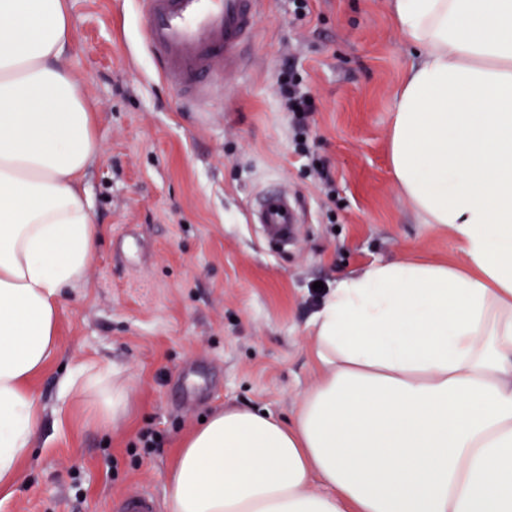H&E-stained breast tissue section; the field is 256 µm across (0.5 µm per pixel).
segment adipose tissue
I'll return each mask as SVG.
<instances>
[{
    "label": "adipose tissue",
    "mask_w": 512,
    "mask_h": 512,
    "mask_svg": "<svg viewBox=\"0 0 512 512\" xmlns=\"http://www.w3.org/2000/svg\"><path fill=\"white\" fill-rule=\"evenodd\" d=\"M418 58L388 134L397 188L455 263L376 261L315 313V378L292 416L220 407L178 442L169 512H512V0H388ZM68 0H0V494L44 409L31 379L99 227L83 180L101 146L68 62ZM61 409L110 429L131 386L85 364Z\"/></svg>",
    "instance_id": "1"
}]
</instances>
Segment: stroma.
Instances as JSON below:
<instances>
[{
  "mask_svg": "<svg viewBox=\"0 0 512 512\" xmlns=\"http://www.w3.org/2000/svg\"><path fill=\"white\" fill-rule=\"evenodd\" d=\"M70 62L102 154L84 180L101 241L88 285L62 301L60 352L32 383L44 407L24 481L0 512H110L127 492L164 497L177 441L218 405L290 416L313 377L308 326L322 290L378 260L447 262L458 247L422 223L387 158L396 89L415 50L387 0H268L248 73L187 105L158 76L134 0H70ZM294 60L315 98L310 138L333 184L294 145L276 72ZM288 189L304 222L287 250L264 238L257 191ZM122 366L133 407L108 431L61 420L64 369ZM159 443L143 447L142 431Z\"/></svg>",
  "mask_w": 512,
  "mask_h": 512,
  "instance_id": "35a3bbf8",
  "label": "stroma"
}]
</instances>
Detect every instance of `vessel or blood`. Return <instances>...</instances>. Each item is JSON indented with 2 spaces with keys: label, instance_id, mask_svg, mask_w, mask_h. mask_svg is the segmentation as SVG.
Wrapping results in <instances>:
<instances>
[{
  "label": "vessel or blood",
  "instance_id": "obj_1",
  "mask_svg": "<svg viewBox=\"0 0 512 512\" xmlns=\"http://www.w3.org/2000/svg\"><path fill=\"white\" fill-rule=\"evenodd\" d=\"M145 46L162 80L187 101L214 97L237 80L266 0H137ZM256 218L268 242L287 245L300 221L297 202L281 188L259 194ZM119 512H160L150 493L124 496Z\"/></svg>",
  "mask_w": 512,
  "mask_h": 512
}]
</instances>
